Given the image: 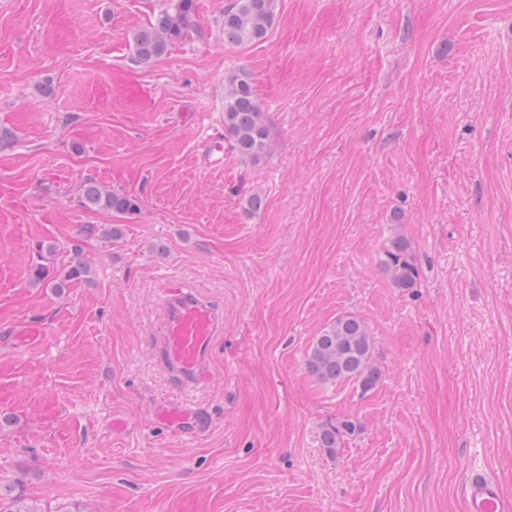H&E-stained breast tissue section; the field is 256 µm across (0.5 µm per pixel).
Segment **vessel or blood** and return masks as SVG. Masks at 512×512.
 <instances>
[{
    "label": "vessel or blood",
    "instance_id": "obj_1",
    "mask_svg": "<svg viewBox=\"0 0 512 512\" xmlns=\"http://www.w3.org/2000/svg\"><path fill=\"white\" fill-rule=\"evenodd\" d=\"M161 301L160 354L169 371L187 386L211 380L214 344L224 332L223 313L185 283L166 288ZM155 418L179 435L196 436L208 427L200 412L184 405L157 407ZM464 501L465 512H512V500L504 498L496 481L481 472L468 476Z\"/></svg>",
    "mask_w": 512,
    "mask_h": 512
}]
</instances>
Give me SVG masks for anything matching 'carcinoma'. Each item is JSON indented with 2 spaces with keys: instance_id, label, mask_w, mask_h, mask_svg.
Returning a JSON list of instances; mask_svg holds the SVG:
<instances>
[{
  "instance_id": "1",
  "label": "carcinoma",
  "mask_w": 512,
  "mask_h": 512,
  "mask_svg": "<svg viewBox=\"0 0 512 512\" xmlns=\"http://www.w3.org/2000/svg\"><path fill=\"white\" fill-rule=\"evenodd\" d=\"M278 0H233L224 8L221 22L224 40L236 46L263 41L275 24ZM195 0H171L147 26L133 35L134 61L142 67L151 66L164 55L176 40L185 38L195 27ZM224 138L243 157L258 161L270 150V134L264 112L254 92L250 76L244 72L230 73L224 78ZM80 205L93 212L132 213L137 210L135 197L108 189L96 181H87L81 189ZM54 249H40L36 261L28 269L32 285L54 281L61 291L74 281H84L91 264L74 251L59 275L46 263ZM382 266L396 288L408 290L417 284L418 268L408 243L395 237L385 247ZM373 338L365 322L354 315H342L328 324L315 337L306 358V369L320 381L356 379L366 391L379 381V372L371 364ZM357 430L351 420L323 428L322 443L330 452L336 451L346 434ZM0 512H37L23 499L4 498L0 493Z\"/></svg>"
}]
</instances>
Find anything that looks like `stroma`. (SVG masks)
<instances>
[{"instance_id": "35a3bbf8", "label": "stroma", "mask_w": 512, "mask_h": 512, "mask_svg": "<svg viewBox=\"0 0 512 512\" xmlns=\"http://www.w3.org/2000/svg\"><path fill=\"white\" fill-rule=\"evenodd\" d=\"M230 2L196 0L143 68L132 33L167 0H0V485L37 512H464L485 471L512 499V0H278L240 47ZM241 70L257 162L224 139ZM89 179L138 211H86ZM396 235L411 290L381 264ZM41 243L81 250L91 281L31 286ZM169 281L224 313L194 389L158 354ZM345 314L373 337L368 391L305 367ZM171 402L209 429L166 436ZM224 138L242 156L258 161L270 150V134L250 76L230 73L224 78ZM381 263L395 288H415L419 276L418 268L408 243L403 238L398 236L390 240L384 249ZM357 430L354 421L344 420L338 424H331L322 430V443L329 452L336 451L344 434H353Z\"/></svg>"}]
</instances>
